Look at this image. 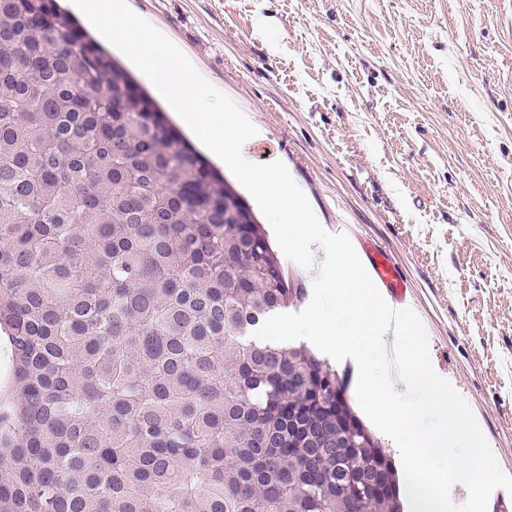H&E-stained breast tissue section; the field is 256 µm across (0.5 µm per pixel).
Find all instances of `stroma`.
Wrapping results in <instances>:
<instances>
[{
    "mask_svg": "<svg viewBox=\"0 0 512 512\" xmlns=\"http://www.w3.org/2000/svg\"><path fill=\"white\" fill-rule=\"evenodd\" d=\"M328 228L405 270L432 366L512 475V0H127Z\"/></svg>",
    "mask_w": 512,
    "mask_h": 512,
    "instance_id": "1",
    "label": "stroma"
}]
</instances>
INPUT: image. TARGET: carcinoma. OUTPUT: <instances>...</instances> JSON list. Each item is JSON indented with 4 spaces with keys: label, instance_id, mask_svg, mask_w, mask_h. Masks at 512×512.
Here are the masks:
<instances>
[{
    "label": "carcinoma",
    "instance_id": "carcinoma-1",
    "mask_svg": "<svg viewBox=\"0 0 512 512\" xmlns=\"http://www.w3.org/2000/svg\"><path fill=\"white\" fill-rule=\"evenodd\" d=\"M56 0H0V512H401L260 224ZM344 447H336V441ZM0 331V397L8 393L16 394L14 389L13 370L11 357L7 348L6 336Z\"/></svg>",
    "mask_w": 512,
    "mask_h": 512
}]
</instances>
